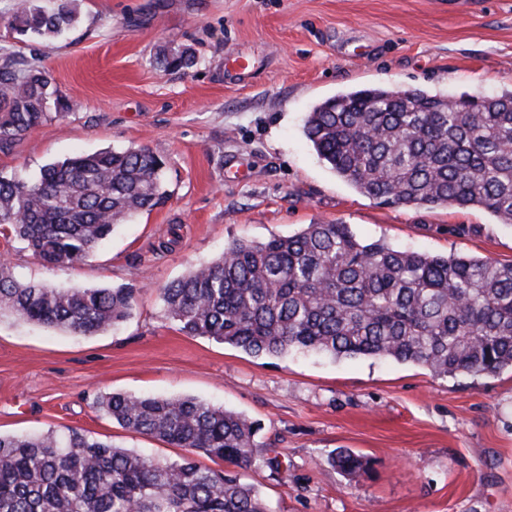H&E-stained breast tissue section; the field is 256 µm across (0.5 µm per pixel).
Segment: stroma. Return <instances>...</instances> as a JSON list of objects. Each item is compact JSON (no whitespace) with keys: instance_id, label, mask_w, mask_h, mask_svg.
I'll return each mask as SVG.
<instances>
[{"instance_id":"obj_1","label":"stroma","mask_w":512,"mask_h":512,"mask_svg":"<svg viewBox=\"0 0 512 512\" xmlns=\"http://www.w3.org/2000/svg\"><path fill=\"white\" fill-rule=\"evenodd\" d=\"M0 0V66L48 71L55 98L0 174L29 180L74 152L145 146L167 198L118 225L84 263L43 266L0 237L25 281L126 286L132 316L94 336L0 317V433L65 427L158 458L182 451L98 412L100 395L192 397L257 421L287 478L244 471L270 512H512V371L443 377L373 357L254 356L181 333L159 287L236 239L342 222L397 249L512 262V224L481 209L379 204L328 169L303 133L315 105L351 90L445 98L512 91V0H77L51 43ZM185 48L193 67L157 65ZM239 53L250 72H227ZM350 451L365 469L328 465Z\"/></svg>"}]
</instances>
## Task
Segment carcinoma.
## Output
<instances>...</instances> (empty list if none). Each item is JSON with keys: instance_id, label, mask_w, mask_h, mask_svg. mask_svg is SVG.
<instances>
[{"instance_id": "cac0c4a2", "label": "carcinoma", "mask_w": 512, "mask_h": 512, "mask_svg": "<svg viewBox=\"0 0 512 512\" xmlns=\"http://www.w3.org/2000/svg\"><path fill=\"white\" fill-rule=\"evenodd\" d=\"M75 2L45 10L17 0L20 31L64 36L77 19ZM157 64L187 68L192 55L172 51ZM50 84L43 70H0V147L46 118ZM304 134L336 175L386 205L478 207L512 224V92L480 99L349 91L318 104ZM164 167L140 146L79 153L31 180L0 175V229L46 267L83 263L115 226L162 201ZM157 293L185 335L254 356L388 358L438 376L512 368V263L365 242L341 222L236 239ZM134 306L132 288L20 282L0 260V315L92 336L125 321ZM96 407L186 454L159 459L71 428L0 434V512H268L239 474L252 467L282 473L278 459L258 454L255 422L189 397L110 393ZM195 453L222 468L197 465ZM329 464L351 477L365 468L348 451Z\"/></svg>"}]
</instances>
